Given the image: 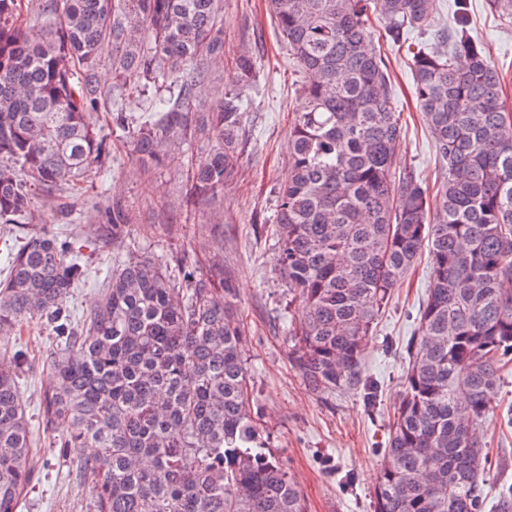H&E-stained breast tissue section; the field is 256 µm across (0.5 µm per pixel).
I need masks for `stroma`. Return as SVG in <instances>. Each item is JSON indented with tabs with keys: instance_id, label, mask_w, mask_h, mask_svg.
Instances as JSON below:
<instances>
[{
	"instance_id": "35a3bbf8",
	"label": "stroma",
	"mask_w": 512,
	"mask_h": 512,
	"mask_svg": "<svg viewBox=\"0 0 512 512\" xmlns=\"http://www.w3.org/2000/svg\"><path fill=\"white\" fill-rule=\"evenodd\" d=\"M471 34L483 41L501 72L503 91L512 102V17L490 12L486 0H469ZM224 42L227 54L214 65L213 78L195 99L208 111L225 91L234 88L232 55L248 48L256 60L258 87L248 113L247 143L233 178L223 193L190 205L188 168L210 147L208 138L195 140L173 163H144L126 144L127 123L141 114L135 97L125 108L110 104L95 114L109 151L103 177H91L77 191L55 198L36 195L33 231L77 241L89 258L87 276L67 300L71 316L92 307L118 251L136 247L168 261L186 259L197 275L213 270L215 255L224 257L237 296L235 311L245 326L243 348L254 396L260 409L259 427L273 454L287 467L304 496L307 512H371L393 405L403 390L408 357L406 346L417 327L429 285V256L421 254L406 275L367 339L362 359L365 377L381 387V402L367 412L358 391L344 389L321 397L308 392L288 361L286 309L288 293L275 273L276 240L268 223L276 208L275 190L288 177V125L300 109L303 75L266 12L265 0H224ZM393 77V104L400 114L402 135L397 166L421 172L437 204L436 190L447 173L412 94L411 68L404 53L385 47ZM120 203L128 221L121 239L100 210ZM29 354L21 390L32 425L40 437L62 435L63 426L44 428L43 393L51 382L48 361L59 345L46 322L28 323L21 336L0 338ZM512 410V365L502 372L486 422V441L493 460L486 477L489 493L512 485V427L504 419ZM78 448L52 450L37 457L34 478L21 512H89V482L74 463Z\"/></svg>"
}]
</instances>
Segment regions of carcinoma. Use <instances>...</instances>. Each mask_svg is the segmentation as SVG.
Wrapping results in <instances>:
<instances>
[{"instance_id":"obj_1","label":"carcinoma","mask_w":512,"mask_h":512,"mask_svg":"<svg viewBox=\"0 0 512 512\" xmlns=\"http://www.w3.org/2000/svg\"><path fill=\"white\" fill-rule=\"evenodd\" d=\"M44 33L29 37L22 0H0V224H30L39 189L74 190L107 156L93 114L137 75L149 119L128 131L144 162L206 131L188 202L224 191L239 157L253 55L235 56L240 87L194 117L201 68L224 60V0H27ZM304 76L305 106L288 128L291 176L278 188L275 270L302 322L288 357L306 388L331 395L377 384L363 343L392 290L429 248V288L404 390L393 407L373 512H485L490 395L512 360V107L467 0L435 29L436 0H267ZM379 26H374L373 21ZM434 36L429 52L410 33ZM406 48L414 95L448 176L428 210L417 170L393 166L401 139L390 67L378 47ZM112 239L127 216L108 212ZM0 333L45 319L61 348L50 359L43 420L67 424L59 448H89L93 512H305L287 471L266 452L224 276L203 278L127 250L98 305L66 307L87 276L82 249L37 232L8 257ZM27 363L0 347V512H18L40 440L19 389Z\"/></svg>"}]
</instances>
